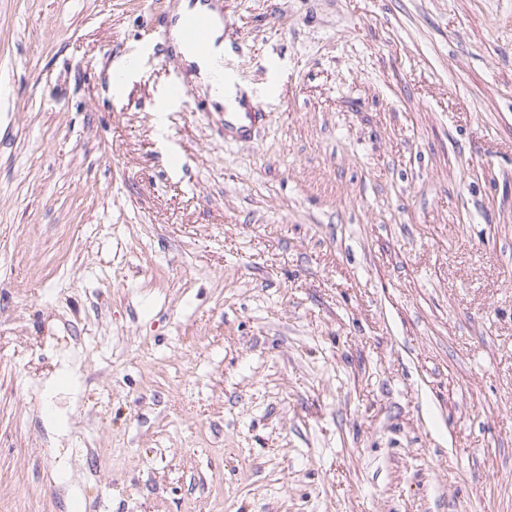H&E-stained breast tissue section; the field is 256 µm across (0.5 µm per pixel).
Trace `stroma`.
<instances>
[{"instance_id":"35a3bbf8","label":"stroma","mask_w":512,"mask_h":512,"mask_svg":"<svg viewBox=\"0 0 512 512\" xmlns=\"http://www.w3.org/2000/svg\"><path fill=\"white\" fill-rule=\"evenodd\" d=\"M179 2L0 0V512H512V0ZM208 1L190 0V6L185 12L184 5L179 4L177 13L181 15L175 20L178 28L174 27L172 37L178 45L185 62L197 70L198 80L210 86L212 98L224 105L230 104L234 108L237 105L234 86L228 84L223 89L216 87L221 83L224 84V65L222 67V62L224 63V41L219 40L221 36L220 23L224 26V15L216 17L209 9ZM217 20L220 23L212 32ZM179 31L182 40L202 57L210 54L212 32L211 56L207 59L196 57L190 47L181 43ZM243 107L244 112L224 113V135L241 141L250 138L253 128L265 116L257 105L245 104Z\"/></svg>"}]
</instances>
